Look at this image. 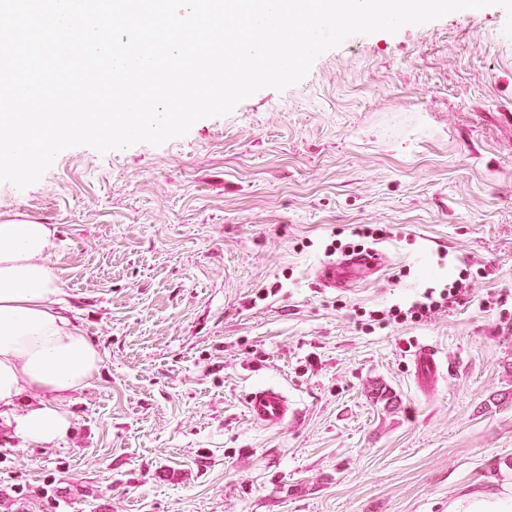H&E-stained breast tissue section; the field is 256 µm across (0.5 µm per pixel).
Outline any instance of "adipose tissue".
I'll use <instances>...</instances> for the list:
<instances>
[{"instance_id":"adipose-tissue-1","label":"adipose tissue","mask_w":512,"mask_h":512,"mask_svg":"<svg viewBox=\"0 0 512 512\" xmlns=\"http://www.w3.org/2000/svg\"><path fill=\"white\" fill-rule=\"evenodd\" d=\"M54 246L53 225L0 220V417L23 448L70 435L64 402L102 363L60 304Z\"/></svg>"}]
</instances>
